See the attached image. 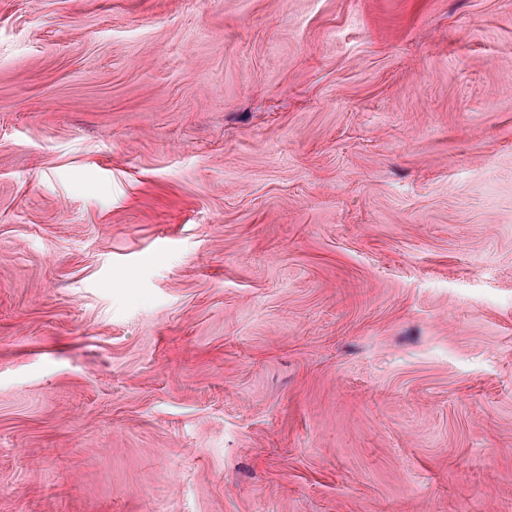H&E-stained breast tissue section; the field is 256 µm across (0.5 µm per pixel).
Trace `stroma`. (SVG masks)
I'll return each mask as SVG.
<instances>
[{
    "label": "stroma",
    "instance_id": "1",
    "mask_svg": "<svg viewBox=\"0 0 512 512\" xmlns=\"http://www.w3.org/2000/svg\"><path fill=\"white\" fill-rule=\"evenodd\" d=\"M0 512H512V0H0Z\"/></svg>",
    "mask_w": 512,
    "mask_h": 512
}]
</instances>
